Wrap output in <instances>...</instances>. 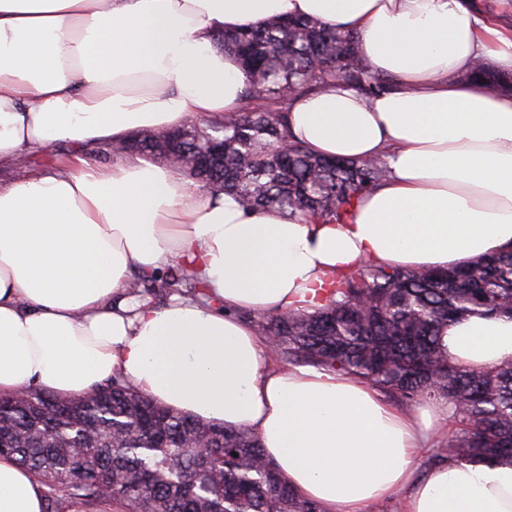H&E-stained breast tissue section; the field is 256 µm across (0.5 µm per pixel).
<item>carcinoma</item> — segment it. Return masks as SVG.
<instances>
[{
	"label": "carcinoma",
	"mask_w": 512,
	"mask_h": 512,
	"mask_svg": "<svg viewBox=\"0 0 512 512\" xmlns=\"http://www.w3.org/2000/svg\"><path fill=\"white\" fill-rule=\"evenodd\" d=\"M247 74L246 106L180 128L145 129L102 143L105 157L168 165L211 196L234 195L248 210L277 208L315 223L347 221L356 202L388 177L385 160L321 157L292 139L294 99L342 79L364 95L386 81L371 75L355 35L318 21L273 17L215 39ZM492 92L512 83L480 61ZM327 302L309 312L245 315L284 366L307 365L364 380L394 400L422 397L448 407L447 461L512 464V361L463 367L442 333L471 316H512V251L461 268H339ZM139 295L160 286L200 294L177 263L135 279ZM0 454L15 457L46 486V512H321L300 498L267 460L249 429H226L174 411L121 376L82 397L22 390L0 394Z\"/></svg>",
	"instance_id": "1"
}]
</instances>
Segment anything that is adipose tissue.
<instances>
[{
	"label": "adipose tissue",
	"instance_id": "ef3b65f1",
	"mask_svg": "<svg viewBox=\"0 0 512 512\" xmlns=\"http://www.w3.org/2000/svg\"><path fill=\"white\" fill-rule=\"evenodd\" d=\"M275 16L354 33L367 97L335 81L294 100L288 126L313 152L382 157L389 176L346 223L316 224L205 195L136 156L84 150L131 131L234 112L247 76L213 36ZM512 70V24L471 0H0V161L71 144L51 168L0 182V394L80 396L120 375L180 412L256 433L266 456L323 512H512V466L444 462L441 402L410 411L376 387L272 364L239 314L317 305L332 269L463 266L512 247V95L463 79L475 60ZM190 263L203 295L162 307L135 276ZM443 343L465 367L512 360V318L471 316ZM45 487L0 455V512H45Z\"/></svg>",
	"mask_w": 512,
	"mask_h": 512
}]
</instances>
